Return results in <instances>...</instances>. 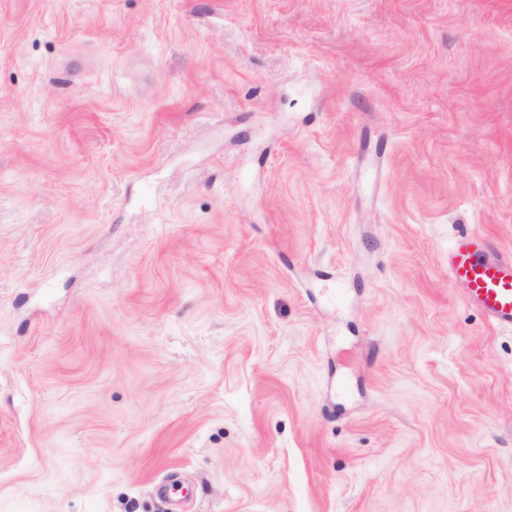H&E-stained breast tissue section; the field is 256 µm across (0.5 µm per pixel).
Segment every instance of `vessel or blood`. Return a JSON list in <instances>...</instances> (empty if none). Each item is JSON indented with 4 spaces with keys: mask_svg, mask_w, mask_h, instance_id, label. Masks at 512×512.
<instances>
[{
    "mask_svg": "<svg viewBox=\"0 0 512 512\" xmlns=\"http://www.w3.org/2000/svg\"><path fill=\"white\" fill-rule=\"evenodd\" d=\"M448 277L489 322L512 327V253L486 257L476 234H462L454 242Z\"/></svg>",
    "mask_w": 512,
    "mask_h": 512,
    "instance_id": "1",
    "label": "vessel or blood"
}]
</instances>
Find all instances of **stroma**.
Here are the masks:
<instances>
[{
	"label": "stroma",
	"mask_w": 512,
	"mask_h": 512,
	"mask_svg": "<svg viewBox=\"0 0 512 512\" xmlns=\"http://www.w3.org/2000/svg\"><path fill=\"white\" fill-rule=\"evenodd\" d=\"M512 0H0V512H512ZM477 235L461 234L454 242L448 277L460 285L465 299L495 326L512 327V253L488 258Z\"/></svg>",
	"instance_id": "35a3bbf8"
}]
</instances>
